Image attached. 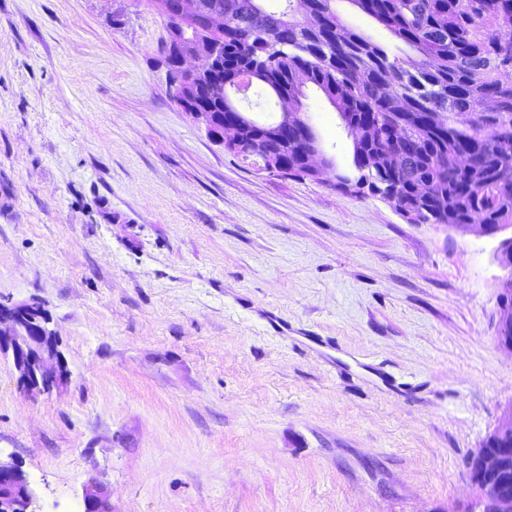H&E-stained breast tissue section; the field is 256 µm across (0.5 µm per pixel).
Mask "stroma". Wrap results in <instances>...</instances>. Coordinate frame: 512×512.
<instances>
[{"instance_id": "1", "label": "stroma", "mask_w": 512, "mask_h": 512, "mask_svg": "<svg viewBox=\"0 0 512 512\" xmlns=\"http://www.w3.org/2000/svg\"><path fill=\"white\" fill-rule=\"evenodd\" d=\"M148 0H0V301L68 377L0 357V461L34 512H458L512 403L501 235L409 223L331 165L258 170L174 103ZM38 302L0 303V354L11 357L26 393L48 392L67 379L64 357L49 345Z\"/></svg>"}]
</instances>
